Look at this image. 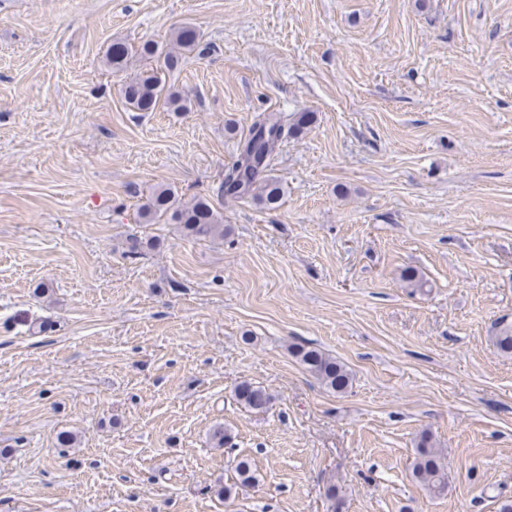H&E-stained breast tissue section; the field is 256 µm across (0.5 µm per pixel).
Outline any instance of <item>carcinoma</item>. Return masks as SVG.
Here are the masks:
<instances>
[{"instance_id": "obj_1", "label": "carcinoma", "mask_w": 512, "mask_h": 512, "mask_svg": "<svg viewBox=\"0 0 512 512\" xmlns=\"http://www.w3.org/2000/svg\"><path fill=\"white\" fill-rule=\"evenodd\" d=\"M198 47L199 34L187 24L172 30L169 46L165 48L151 41L145 42L140 54L154 60L157 68L123 84L125 101L140 112H153L160 107L174 112L186 109L182 94L166 85L162 74L175 70L183 54L193 52ZM128 55L127 45L116 42L108 50L107 61L113 70L120 71L125 67ZM314 120L312 112L292 113L286 123L261 117L255 119L247 135L239 142L236 161L224 171V180L217 190V196H250L264 208L276 209L285 195L284 184L271 174L276 147L284 137L301 134ZM140 218L145 224L163 221L177 224L187 237L222 238L229 233V228L224 225V216L208 198L198 197L183 202L173 189L163 186L155 189L142 205ZM493 340L501 352L512 355V325L499 327ZM289 351L311 375L336 393L342 394L352 385V374L347 366L319 348L308 343H295L289 347ZM235 396L239 403L255 411L267 409L273 400L265 389L248 381L237 385ZM235 471L240 485L249 486L257 482L249 459L237 460ZM413 475L435 495L448 492V471L431 437L426 434L421 437L417 448Z\"/></svg>"}]
</instances>
